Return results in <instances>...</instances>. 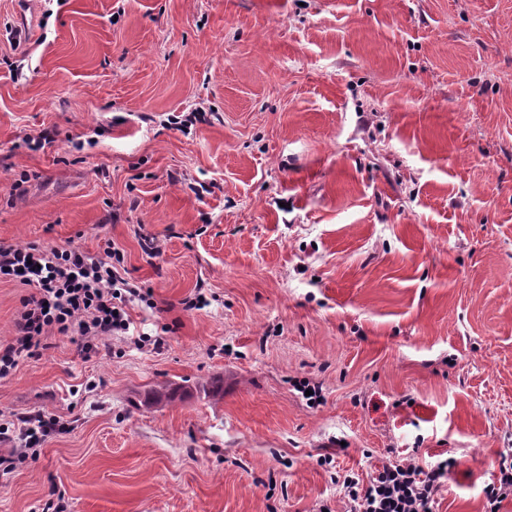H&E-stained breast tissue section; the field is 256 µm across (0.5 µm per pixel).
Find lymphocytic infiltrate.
<instances>
[{
  "mask_svg": "<svg viewBox=\"0 0 512 512\" xmlns=\"http://www.w3.org/2000/svg\"><path fill=\"white\" fill-rule=\"evenodd\" d=\"M123 268V253L110 243L99 256L36 242L23 247L0 244V281L32 289L17 313L14 336L0 343V379L20 361L38 355L49 334L82 336V349L88 352L98 341L128 332L129 306L145 295L123 277ZM63 429L57 418L39 413L1 424L0 441L16 438L21 445L0 455V471L9 473L34 460L46 438ZM448 467L445 460L422 466L391 458L368 482L347 476L343 487L354 512H433Z\"/></svg>",
  "mask_w": 512,
  "mask_h": 512,
  "instance_id": "obj_1",
  "label": "lymphocytic infiltrate"
}]
</instances>
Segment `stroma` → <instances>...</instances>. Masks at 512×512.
Returning <instances> with one entry per match:
<instances>
[{"instance_id":"35a3bbf8","label":"stroma","mask_w":512,"mask_h":512,"mask_svg":"<svg viewBox=\"0 0 512 512\" xmlns=\"http://www.w3.org/2000/svg\"><path fill=\"white\" fill-rule=\"evenodd\" d=\"M36 9L28 46L0 37V242L114 241L155 305L0 379V424H67L0 512H350L341 478L391 448L456 459L435 512H485L512 450V0Z\"/></svg>"}]
</instances>
